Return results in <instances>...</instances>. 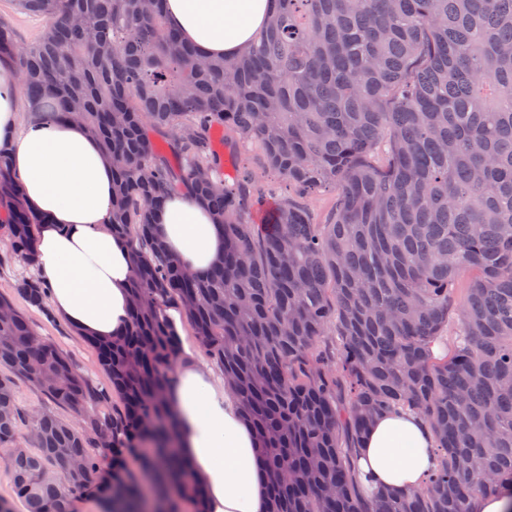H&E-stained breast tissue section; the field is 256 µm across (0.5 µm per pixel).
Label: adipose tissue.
Instances as JSON below:
<instances>
[{
  "mask_svg": "<svg viewBox=\"0 0 512 512\" xmlns=\"http://www.w3.org/2000/svg\"><path fill=\"white\" fill-rule=\"evenodd\" d=\"M272 12V0H165L169 27L210 58L250 48ZM20 86L0 59V143L12 148L29 207L42 215L36 267L58 314L81 334L106 340L130 316L132 267L123 237L107 221L112 163L85 127L54 116L20 122ZM167 251L198 276L224 254V231L212 212L185 193L170 195L156 217ZM177 417L178 451L204 492L206 512H266L268 485L252 429L236 399L193 350H186L164 389ZM434 439L417 415H379L356 452L367 492L421 488L436 465Z\"/></svg>",
  "mask_w": 512,
  "mask_h": 512,
  "instance_id": "1",
  "label": "adipose tissue"
}]
</instances>
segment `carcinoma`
<instances>
[{"instance_id":"carcinoma-1","label":"carcinoma","mask_w":512,"mask_h":512,"mask_svg":"<svg viewBox=\"0 0 512 512\" xmlns=\"http://www.w3.org/2000/svg\"><path fill=\"white\" fill-rule=\"evenodd\" d=\"M273 2L248 53L222 60L166 26L163 0H20L47 18L31 47L0 20L26 102L80 116L112 159L110 224L133 273L125 333L87 339L110 390L0 295V447L15 449L5 465L27 512H71L70 496L98 483L106 512H181L179 501L204 512L162 397L180 353L174 303L256 434L268 512L512 501V0ZM225 129L222 144L254 145L297 195L267 198L238 170L226 187L211 146ZM323 185L336 207L319 223L304 195ZM177 191L224 227V257L204 278L154 232ZM0 202L11 253L35 263L44 218L6 145ZM15 291L53 319L47 286L22 279ZM18 380L43 408L20 406ZM399 408L424 419L437 465L420 489L365 498L344 449ZM104 437L110 460L89 452ZM128 456L153 477L139 481Z\"/></svg>"}]
</instances>
